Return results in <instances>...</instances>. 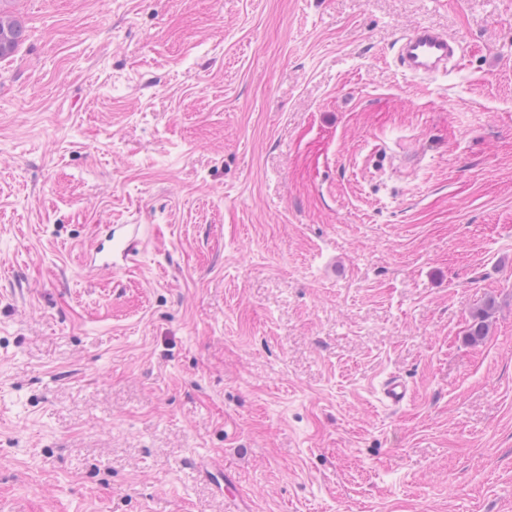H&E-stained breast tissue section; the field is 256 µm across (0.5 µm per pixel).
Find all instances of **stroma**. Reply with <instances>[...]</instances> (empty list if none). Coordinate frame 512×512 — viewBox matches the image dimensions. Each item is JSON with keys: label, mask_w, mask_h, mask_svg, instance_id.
Wrapping results in <instances>:
<instances>
[{"label": "stroma", "mask_w": 512, "mask_h": 512, "mask_svg": "<svg viewBox=\"0 0 512 512\" xmlns=\"http://www.w3.org/2000/svg\"><path fill=\"white\" fill-rule=\"evenodd\" d=\"M0 11V500L512 512V0ZM103 224L153 237L89 278ZM23 37V28L10 16L0 13V57L10 55ZM397 66L405 75L433 78L447 72L455 56L457 42L430 26H416L394 44ZM384 403L389 407H398L407 401L409 388L397 377L387 378L381 386Z\"/></svg>", "instance_id": "1"}]
</instances>
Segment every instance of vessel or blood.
Returning a JSON list of instances; mask_svg holds the SVG:
<instances>
[{"mask_svg": "<svg viewBox=\"0 0 512 512\" xmlns=\"http://www.w3.org/2000/svg\"><path fill=\"white\" fill-rule=\"evenodd\" d=\"M394 48L396 63L404 74L432 78L447 71L458 44L445 32L420 25L401 35ZM141 243L139 225H129L120 237L112 225H104L101 237L84 255V269L89 274L102 268L115 269L119 263L128 262ZM381 394L387 406L397 407L407 401L409 388L399 378L391 377L383 381Z\"/></svg>", "mask_w": 512, "mask_h": 512, "instance_id": "vessel-or-blood-1", "label": "vessel or blood"}]
</instances>
